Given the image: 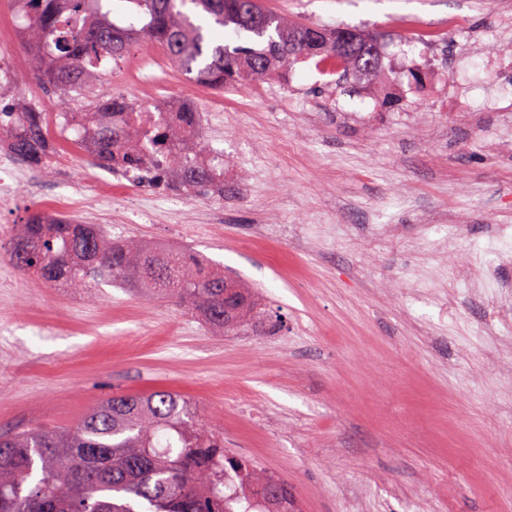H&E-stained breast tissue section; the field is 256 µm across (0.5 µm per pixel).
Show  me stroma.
<instances>
[{
    "mask_svg": "<svg viewBox=\"0 0 512 512\" xmlns=\"http://www.w3.org/2000/svg\"><path fill=\"white\" fill-rule=\"evenodd\" d=\"M261 2L411 63H385L371 101L304 62L217 93L171 82L141 40L155 95L192 103L201 145L223 150L224 189L156 192L146 218L116 204L103 226L195 249L251 287L259 322L225 335L124 288L90 300L21 276L0 294V431L168 389L296 512H512V303L462 275L470 246L512 249V70L485 65L512 50V0Z\"/></svg>",
    "mask_w": 512,
    "mask_h": 512,
    "instance_id": "obj_1",
    "label": "stroma"
}]
</instances>
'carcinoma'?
Segmentation results:
<instances>
[{
	"mask_svg": "<svg viewBox=\"0 0 512 512\" xmlns=\"http://www.w3.org/2000/svg\"><path fill=\"white\" fill-rule=\"evenodd\" d=\"M30 25L26 47L34 75L68 105L104 115L131 109L116 95L95 98L96 68L124 58L141 39L158 43L167 60L215 90L260 83L306 57L323 56L350 74L374 80L381 55L336 51L352 28L313 27L311 41L291 42L305 23L259 0H120L122 17L85 4L100 0H16ZM44 113L36 106L0 138L31 166L44 163ZM179 132L159 121L152 134L105 122L93 150L100 162L119 158L130 179L175 181L196 193L214 175L197 168L199 141L182 143V168L167 161ZM23 273L44 285L91 296L115 283L146 297H167L211 327L235 332L256 302L240 281L183 249L166 250L137 237L110 239L92 224L31 211L6 250ZM279 478L224 450L219 434L200 427L197 410L180 394L155 390L114 393L75 429H27L0 434V512H294L268 487Z\"/></svg>",
	"mask_w": 512,
	"mask_h": 512,
	"instance_id": "carcinoma-1",
	"label": "carcinoma"
}]
</instances>
